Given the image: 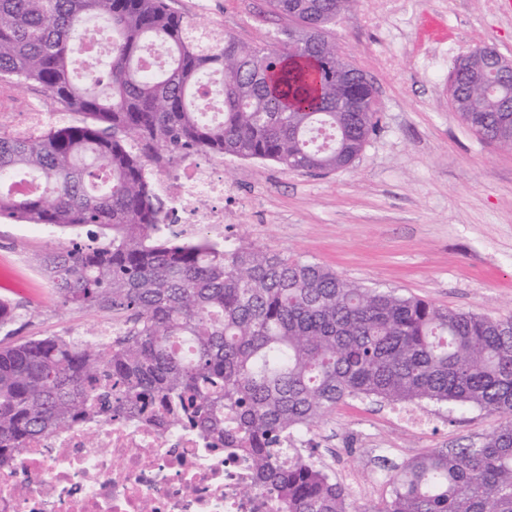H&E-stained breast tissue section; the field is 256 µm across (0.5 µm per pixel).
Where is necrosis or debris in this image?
I'll use <instances>...</instances> for the list:
<instances>
[{
    "label": "necrosis or debris",
    "instance_id": "4bbe7bcc",
    "mask_svg": "<svg viewBox=\"0 0 512 512\" xmlns=\"http://www.w3.org/2000/svg\"><path fill=\"white\" fill-rule=\"evenodd\" d=\"M164 188L180 224L223 233L224 177L179 165ZM0 512H278L254 489L247 456L211 447L161 413L84 418L0 467Z\"/></svg>",
    "mask_w": 512,
    "mask_h": 512
}]
</instances>
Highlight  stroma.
I'll list each match as a JSON object with an SVG mask.
<instances>
[{"label": "stroma", "mask_w": 512, "mask_h": 512, "mask_svg": "<svg viewBox=\"0 0 512 512\" xmlns=\"http://www.w3.org/2000/svg\"><path fill=\"white\" fill-rule=\"evenodd\" d=\"M191 22L266 47L286 26L268 0H168ZM503 0H353L334 33L347 60L371 81L378 129L348 169L296 172L271 162L199 156L224 172V240L245 239L326 265L349 281L427 299L442 308L512 316V152L485 143L448 103L453 63L480 45L512 60V9ZM430 16L450 35L423 42ZM75 233L0 219V300L19 307L14 339L91 330L124 314L62 307L36 263ZM391 404L336 406L297 444L347 486L356 504L389 495L388 457L481 442L500 422L479 409L428 406L414 433Z\"/></svg>", "instance_id": "35a3bbf8"}]
</instances>
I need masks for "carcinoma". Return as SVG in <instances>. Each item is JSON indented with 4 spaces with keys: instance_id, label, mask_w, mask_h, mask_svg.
<instances>
[{
    "instance_id": "cac0c4a2",
    "label": "carcinoma",
    "mask_w": 512,
    "mask_h": 512,
    "mask_svg": "<svg viewBox=\"0 0 512 512\" xmlns=\"http://www.w3.org/2000/svg\"><path fill=\"white\" fill-rule=\"evenodd\" d=\"M353 0H269L286 16L282 50L217 35L166 0H0V82L41 87L57 119L0 125V219L86 243L36 263L64 306L127 313L112 343L71 336L0 341V465L35 440L98 414L166 401L203 435L251 459L279 512H512V316L443 309L363 288L316 262L241 240L186 239L164 222L154 171L195 155L294 171L349 168L378 127L375 92L345 62L336 18ZM111 36L101 68L77 77L85 41ZM158 47L167 66L142 59ZM492 47L452 67L451 107L512 151V77ZM224 79V112L199 105ZM361 101L357 112L343 107ZM21 181L35 183L24 196ZM452 403L501 422L478 445L383 460L390 492L358 507L349 490L289 447L337 405Z\"/></svg>"
}]
</instances>
